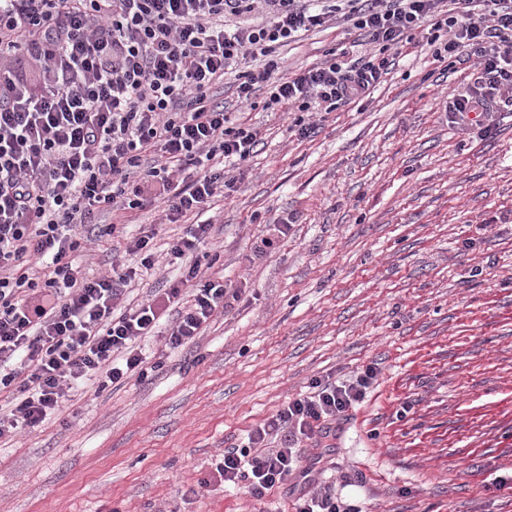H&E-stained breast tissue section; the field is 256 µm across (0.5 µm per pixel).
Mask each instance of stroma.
I'll return each instance as SVG.
<instances>
[{
  "label": "stroma",
  "instance_id": "stroma-1",
  "mask_svg": "<svg viewBox=\"0 0 512 512\" xmlns=\"http://www.w3.org/2000/svg\"><path fill=\"white\" fill-rule=\"evenodd\" d=\"M332 49L358 57L359 31L316 29L280 53L296 67ZM474 78L404 45L367 98L302 139L264 92L239 108L226 77L217 101L262 136L212 211L214 268L245 296L192 348L147 343L164 361L149 380L84 383L0 445V512H292L277 491L260 503L198 481L312 380L372 363L323 481L360 512H512V112L493 138L460 131L442 101ZM291 214L279 249L253 258ZM102 220L131 236L157 224L159 256L180 231L150 210Z\"/></svg>",
  "mask_w": 512,
  "mask_h": 512
}]
</instances>
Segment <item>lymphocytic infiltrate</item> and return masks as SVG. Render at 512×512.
I'll list each match as a JSON object with an SVG mask.
<instances>
[{"label":"lymphocytic infiltrate","instance_id":"f902f5d3","mask_svg":"<svg viewBox=\"0 0 512 512\" xmlns=\"http://www.w3.org/2000/svg\"><path fill=\"white\" fill-rule=\"evenodd\" d=\"M243 14L259 15L240 23ZM343 22L367 50L311 65L282 66L279 50L303 33ZM421 38L436 60L472 63L477 76L445 101L460 129L493 137L496 111L512 110V0H0V443L40 427L70 390L97 380L119 387L161 369L140 349L197 344L242 288L202 270L213 240L206 217L231 189V173L258 144L234 127L213 88L237 70L236 94L297 113V134H315L307 112L366 96L393 64L392 50ZM256 66L241 70V62ZM161 205L168 222L194 217L166 255L179 275L122 308L151 270L155 230L127 236L95 216ZM120 240L107 271L86 273V246ZM378 375L317 379L228 448L201 487L272 490L294 512H356L302 451L319 448L362 403Z\"/></svg>","mask_w":512,"mask_h":512}]
</instances>
